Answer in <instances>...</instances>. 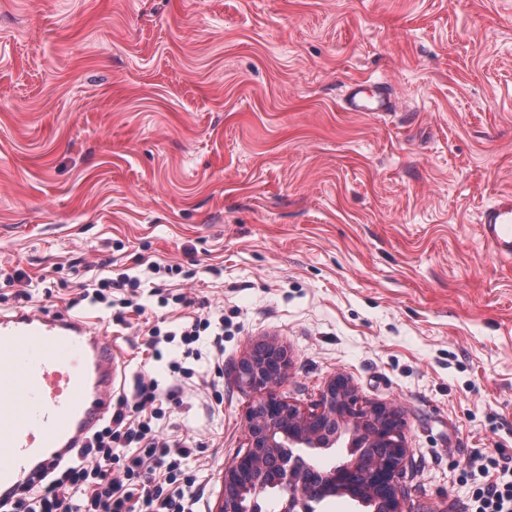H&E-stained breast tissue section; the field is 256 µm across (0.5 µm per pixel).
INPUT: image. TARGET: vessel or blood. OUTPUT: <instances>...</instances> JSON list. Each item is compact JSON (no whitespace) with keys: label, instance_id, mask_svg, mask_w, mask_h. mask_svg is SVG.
<instances>
[{"label":"vessel or blood","instance_id":"obj_1","mask_svg":"<svg viewBox=\"0 0 512 512\" xmlns=\"http://www.w3.org/2000/svg\"><path fill=\"white\" fill-rule=\"evenodd\" d=\"M351 112H385L389 95L348 90ZM482 240L512 263V193L481 215ZM119 362L86 321L37 311L0 316V497L36 484L106 417Z\"/></svg>","mask_w":512,"mask_h":512}]
</instances>
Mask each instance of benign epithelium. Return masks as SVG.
Returning a JSON list of instances; mask_svg holds the SVG:
<instances>
[{
	"mask_svg": "<svg viewBox=\"0 0 512 512\" xmlns=\"http://www.w3.org/2000/svg\"><path fill=\"white\" fill-rule=\"evenodd\" d=\"M288 370L287 352L274 343L264 347L262 356L250 355L240 362L238 380L264 395L246 416L247 448L224 468L217 512H254L242 492L256 498L273 485L290 503L315 502L330 489L348 493L364 506H379L382 512H403L408 460L398 412L385 404L360 403L344 375L328 380L313 408L302 411L279 391ZM295 448L306 450L314 462L338 448L354 458L332 467L324 488L311 481L306 466L293 455ZM374 448L387 453L374 454ZM272 455L281 465L273 478L267 470Z\"/></svg>",
	"mask_w": 512,
	"mask_h": 512,
	"instance_id": "benign-epithelium-1",
	"label": "benign epithelium"
}]
</instances>
